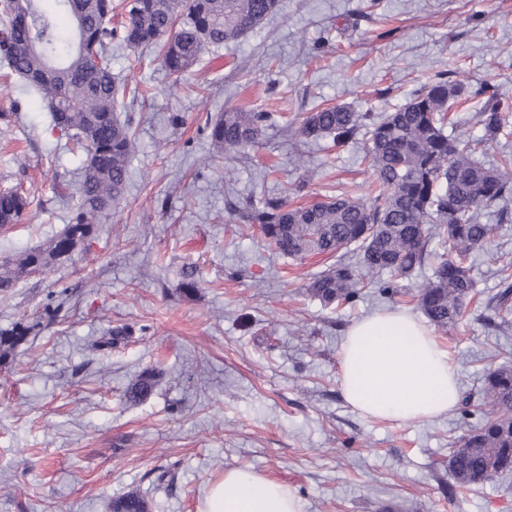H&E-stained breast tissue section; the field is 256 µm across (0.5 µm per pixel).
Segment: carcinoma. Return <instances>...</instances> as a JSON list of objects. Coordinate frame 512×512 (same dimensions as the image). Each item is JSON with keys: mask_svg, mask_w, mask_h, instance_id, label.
<instances>
[{"mask_svg": "<svg viewBox=\"0 0 512 512\" xmlns=\"http://www.w3.org/2000/svg\"><path fill=\"white\" fill-rule=\"evenodd\" d=\"M43 0H0V54L11 72L30 84L47 102L53 126L83 161L76 186H58L72 202L71 223L49 249L31 250L14 269L0 273V292L18 277L45 273L56 260L69 259L77 244L110 216L128 180L134 134L116 113L125 90L112 77V44L130 48L157 45L163 62L182 73L200 58L246 37L279 7L280 0H57L71 24L63 31L54 10ZM477 103L479 138L448 132L457 104ZM508 101L489 86L470 89L444 72L413 92L392 112L374 116L345 106L323 105L290 127L300 142L330 137L344 149L365 138L366 156L376 175L375 192L360 200L327 196L291 206L269 197L240 214L258 226L266 247L284 257L339 255L336 264L314 276L306 292L326 307L348 305L366 289L388 300L401 293L402 280L427 268L418 285L417 307L432 325L451 328L461 320L466 301L475 296L472 255L490 240L492 227L479 221L478 209H493L512 196V155L496 166L480 158L489 141L512 136L505 114ZM219 155L255 146L278 126L277 114L245 106L227 107L206 118ZM29 205L19 190L0 194V226L16 224ZM438 247L429 248L433 238ZM352 250L347 260L340 252ZM504 288L489 298L492 320L512 309V263L499 270ZM45 317H22L0 331V362L42 329ZM159 372L146 369L131 383L126 398L147 399ZM462 411L476 423L454 443L448 472L455 484L469 487L512 473V366L485 372L476 411ZM105 512H150L137 492L113 498Z\"/></svg>", "mask_w": 512, "mask_h": 512, "instance_id": "cac0c4a2", "label": "carcinoma"}]
</instances>
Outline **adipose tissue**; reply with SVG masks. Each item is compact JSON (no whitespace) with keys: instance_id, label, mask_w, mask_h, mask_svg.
<instances>
[{"instance_id":"obj_1","label":"adipose tissue","mask_w":512,"mask_h":512,"mask_svg":"<svg viewBox=\"0 0 512 512\" xmlns=\"http://www.w3.org/2000/svg\"><path fill=\"white\" fill-rule=\"evenodd\" d=\"M345 400L361 414L402 424L448 413L459 401L457 368L432 332L403 310L351 324L339 352ZM201 512H302L295 492L248 469L225 472Z\"/></svg>"}]
</instances>
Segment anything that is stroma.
<instances>
[{
	"label": "stroma",
	"instance_id": "1",
	"mask_svg": "<svg viewBox=\"0 0 512 512\" xmlns=\"http://www.w3.org/2000/svg\"><path fill=\"white\" fill-rule=\"evenodd\" d=\"M443 71L512 102V0H280L259 29L181 76L158 47H113V76L139 91L119 112L135 132L125 193L74 259L0 293L2 331L62 308L0 364V512H103L130 491L152 512H200L206 488L242 468L290 486L303 512H512V478L461 488L448 474L461 408L400 425L344 400L345 331L390 304L372 292L322 306L305 286L331 258L269 256L258 228L232 218L271 195H367L362 144L300 143L288 124L320 104L392 111ZM6 72L0 63V192L23 186L29 207L0 228V261L69 224L56 187L81 163L42 97ZM234 105L279 112V127L214 156L205 118ZM481 221L493 230L473 257L477 294L456 328L435 333L464 400L497 357L512 358V313L500 332L480 319L512 262V222L487 211ZM189 269L199 286L185 294ZM125 325L132 336L99 345ZM151 367L153 393L128 401Z\"/></svg>",
	"mask_w": 512,
	"mask_h": 512
}]
</instances>
